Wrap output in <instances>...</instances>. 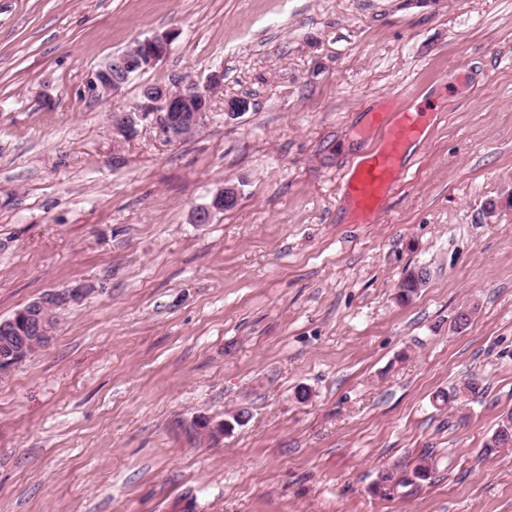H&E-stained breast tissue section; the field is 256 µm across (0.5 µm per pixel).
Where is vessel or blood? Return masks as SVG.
Masks as SVG:
<instances>
[{
	"label": "vessel or blood",
	"instance_id": "1",
	"mask_svg": "<svg viewBox=\"0 0 512 512\" xmlns=\"http://www.w3.org/2000/svg\"><path fill=\"white\" fill-rule=\"evenodd\" d=\"M370 126H385L381 147L360 163L348 176L345 197L354 222L365 223L383 211L392 194L406 182L409 172L402 158L409 144L420 139L425 128L421 112H403L392 123L382 113H371Z\"/></svg>",
	"mask_w": 512,
	"mask_h": 512
}]
</instances>
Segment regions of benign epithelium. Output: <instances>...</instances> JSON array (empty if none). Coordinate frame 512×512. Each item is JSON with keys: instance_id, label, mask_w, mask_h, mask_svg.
Listing matches in <instances>:
<instances>
[{"instance_id": "1", "label": "benign epithelium", "mask_w": 512, "mask_h": 512, "mask_svg": "<svg viewBox=\"0 0 512 512\" xmlns=\"http://www.w3.org/2000/svg\"><path fill=\"white\" fill-rule=\"evenodd\" d=\"M174 36L168 32L155 34L152 38L133 45L126 51L112 56V64L116 69L130 74L143 66V62L154 65L163 59L168 52ZM217 84L212 78L208 84L201 86L197 83H189L181 87L180 93L173 95L165 87L151 86L147 90V96L137 102L127 112L112 115V130L117 136L126 138L137 132L138 128H145L153 133L160 141L173 140L183 135L186 130L202 128L207 123L209 103L211 101V87ZM123 85L120 80L104 79L93 72L85 84L87 94L95 99H103ZM240 195L235 185H229L219 190L212 197V204L205 210H195L193 221L196 224H207L211 221L213 213L224 209V204L235 203ZM84 294V289L77 287L70 290L47 294L34 302L25 311L26 316H36L41 319V334L45 341H50L54 326L48 324V316L38 313V307L45 309L50 307V302L58 298L66 301H77ZM202 427L199 431L204 434H213L223 437L234 430V424L227 420L212 421L207 418L200 420Z\"/></svg>"}]
</instances>
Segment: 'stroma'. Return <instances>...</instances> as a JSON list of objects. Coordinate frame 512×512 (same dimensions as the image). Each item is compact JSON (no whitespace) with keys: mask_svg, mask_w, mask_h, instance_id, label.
I'll use <instances>...</instances> for the list:
<instances>
[{"mask_svg":"<svg viewBox=\"0 0 512 512\" xmlns=\"http://www.w3.org/2000/svg\"><path fill=\"white\" fill-rule=\"evenodd\" d=\"M214 73L187 140L113 135L142 86ZM417 110L408 181L354 223L369 114ZM227 184L237 205L194 223ZM511 194L512 0H0V319L87 289L0 373V512H512V447L485 448L512 412ZM173 41L174 36L171 33L155 34L152 38L113 55L112 64L128 77L131 71L142 67L143 62L149 61L147 67H150L163 59L170 51ZM132 78V77H131ZM127 79L125 84L131 79ZM124 82L112 78L104 79L99 77L98 71L91 73L85 84V91L91 98L103 99L114 91H117ZM45 294H47V295H45ZM45 294H43L44 296L42 295L43 297L38 298L35 302H33L34 304L32 306H29L28 310H24V313L26 314L27 317L36 316L41 320V322L43 324L42 328H41V334L43 335L42 337L45 338L46 343H48L52 338L54 325L48 324V316L45 315L46 309L50 307V304L47 302V300L53 301V300H57L58 298L62 297L66 301H71V302L77 301L84 294V289L77 287V288H73L70 290L54 292L52 294H48V293H45ZM37 306L43 307L41 314L39 313ZM37 311H38V314L33 315L34 312H37ZM41 316H42V318H41Z\"/></svg>","mask_w":512,"mask_h":512,"instance_id":"stroma-1","label":"stroma"}]
</instances>
